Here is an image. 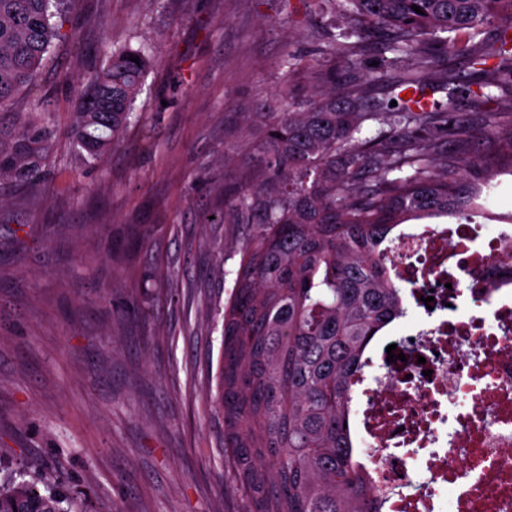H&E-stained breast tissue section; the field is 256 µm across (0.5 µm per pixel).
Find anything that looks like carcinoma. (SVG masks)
I'll list each match as a JSON object with an SVG mask.
<instances>
[{
  "mask_svg": "<svg viewBox=\"0 0 512 512\" xmlns=\"http://www.w3.org/2000/svg\"><path fill=\"white\" fill-rule=\"evenodd\" d=\"M67 4L0 0V112L22 93L31 99L30 111L0 126V189L22 185L34 201L46 191L41 173L56 139L37 79L54 41L65 36ZM315 16L340 19L345 37L357 41L333 35L311 64L287 55L283 66L305 78L307 99L297 103L286 90L246 108L247 129L260 136L258 155L242 185L219 189L224 208L207 220L258 225L224 305V448L254 512H382L352 434L351 385L374 339L404 317L402 287L388 265L389 235L425 216L472 222L496 169L512 171V110L483 113L493 158H470L456 144L443 166L433 165L431 131L452 138L461 120L451 103L431 100L425 90L444 86L441 63L456 52L482 70L507 63L496 72L512 77V0H316ZM490 25L495 34L486 37ZM374 39L407 60L399 78L379 69L336 88V59L353 66ZM155 64L142 48H118L75 87L69 135L85 164H96L125 134ZM384 83L392 99L372 97L370 87ZM384 111L404 120L395 131L403 147L392 155L356 138ZM53 483L48 473L3 479L0 512H79L62 507Z\"/></svg>",
  "mask_w": 512,
  "mask_h": 512,
  "instance_id": "cac0c4a2",
  "label": "carcinoma"
}]
</instances>
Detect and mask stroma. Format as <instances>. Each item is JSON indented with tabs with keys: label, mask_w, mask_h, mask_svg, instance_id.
Here are the masks:
<instances>
[{
	"label": "stroma",
	"mask_w": 512,
	"mask_h": 512,
	"mask_svg": "<svg viewBox=\"0 0 512 512\" xmlns=\"http://www.w3.org/2000/svg\"><path fill=\"white\" fill-rule=\"evenodd\" d=\"M313 0H72L40 94L54 112L48 196L6 189L0 207V471L58 473L84 512H253L223 448L224 305L252 224H209L211 184L238 185L256 140L245 104L288 87L287 53L331 35ZM121 45L158 63L133 123L93 166L67 129L74 77ZM449 76L489 81L452 55ZM480 238L512 215V173L481 199ZM137 313L121 315L127 300Z\"/></svg>",
	"instance_id": "stroma-1"
}]
</instances>
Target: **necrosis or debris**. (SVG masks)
I'll use <instances>...</instances> for the list:
<instances>
[{
    "label": "necrosis or debris",
    "mask_w": 512,
    "mask_h": 512,
    "mask_svg": "<svg viewBox=\"0 0 512 512\" xmlns=\"http://www.w3.org/2000/svg\"><path fill=\"white\" fill-rule=\"evenodd\" d=\"M392 255L427 326L380 336L353 386L383 512H512V226L478 244L466 224H414Z\"/></svg>",
    "instance_id": "1"
}]
</instances>
